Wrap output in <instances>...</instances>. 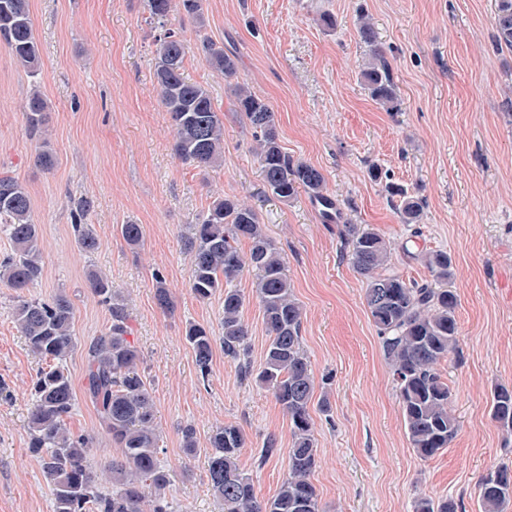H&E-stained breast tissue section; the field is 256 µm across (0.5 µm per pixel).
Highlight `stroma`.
Listing matches in <instances>:
<instances>
[{
  "instance_id": "1",
  "label": "stroma",
  "mask_w": 512,
  "mask_h": 512,
  "mask_svg": "<svg viewBox=\"0 0 512 512\" xmlns=\"http://www.w3.org/2000/svg\"><path fill=\"white\" fill-rule=\"evenodd\" d=\"M365 10L400 91L398 111L371 99L360 71L367 52L356 26ZM495 0H205L204 21L182 11L168 26L186 40L184 74L208 88L224 123L223 163L199 168L179 159L174 130L154 79L159 30L144 0H30L40 47L37 77L0 43V174L29 191L40 228L42 275L26 297L65 293L74 306L77 348L66 362L78 395L67 421L94 438L92 462L103 486L118 449L85 399V352L108 328L106 306L89 292L90 272L105 275L129 315L128 336L141 354L152 391L158 457L170 473L164 494L172 512H220L208 488L206 448L213 428L239 426L238 459L259 499L288 475L291 432L271 391L242 380L237 363L215 349L201 382L185 340L187 324L221 331L223 293L202 299L191 289L183 237L215 197L253 206L281 251L303 309V347L315 377L310 414L318 464L311 475L321 512H413L416 498L453 499L458 512H483L478 484L512 465V434L491 419V392L512 386V50L493 43ZM332 15L334 28L320 22ZM210 40L237 58L235 78L211 68L196 47ZM243 83L273 106L281 145L318 168L340 210L325 223L306 193L283 202L266 189L252 131L236 112L231 88ZM48 104L45 135L56 163H35L25 129L32 88ZM423 197L419 226L401 223L386 182ZM86 217L100 246L81 252L71 210ZM369 224L389 242L405 279L429 280L404 257L415 240L444 250L455 269L460 353L439 369L459 429L448 448L421 459L411 447L390 367L367 311L365 279L343 250L341 223ZM138 224L129 246L119 227ZM162 275L173 313L157 306ZM242 320L248 358L261 368L268 344L254 277L243 273ZM18 298L0 287V512H52V495L29 449L32 381L47 362L32 353L14 320ZM192 427L197 452L186 455ZM279 452L260 460L266 436Z\"/></svg>"
}]
</instances>
